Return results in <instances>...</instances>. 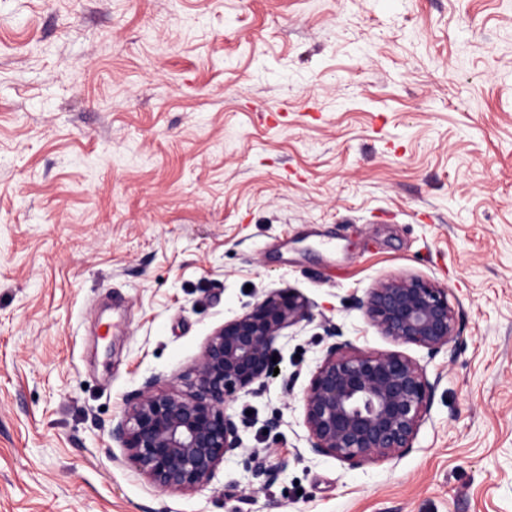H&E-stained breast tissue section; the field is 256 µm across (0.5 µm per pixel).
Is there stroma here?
<instances>
[{
  "label": "stroma",
  "instance_id": "1",
  "mask_svg": "<svg viewBox=\"0 0 512 512\" xmlns=\"http://www.w3.org/2000/svg\"><path fill=\"white\" fill-rule=\"evenodd\" d=\"M399 275L457 312L404 349L441 379L412 450L295 460L327 326L394 350L357 300ZM280 288L313 319L241 453L154 487L126 404ZM0 512H512V0H0ZM244 464L247 470L252 472L255 479H259L264 484L273 482L279 476L284 468V464H268L267 457L261 456L259 451H252L247 454Z\"/></svg>",
  "mask_w": 512,
  "mask_h": 512
}]
</instances>
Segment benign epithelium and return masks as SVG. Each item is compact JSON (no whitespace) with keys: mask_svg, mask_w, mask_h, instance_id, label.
<instances>
[{"mask_svg":"<svg viewBox=\"0 0 512 512\" xmlns=\"http://www.w3.org/2000/svg\"><path fill=\"white\" fill-rule=\"evenodd\" d=\"M379 333L397 345L416 346L431 358L458 339L448 289L419 276L392 277L361 300ZM310 304L292 289L264 295L211 333L184 389L145 382L112 427L125 461L155 487L193 492L208 483L224 458L241 449L246 422L228 412L238 393L274 377L275 344L283 332L311 321ZM332 340L303 396L306 451L351 467L389 461L413 448L440 378L401 351H362L327 328ZM244 464L269 483L284 464L271 465L254 450Z\"/></svg>","mask_w":512,"mask_h":512,"instance_id":"obj_1","label":"benign epithelium"}]
</instances>
